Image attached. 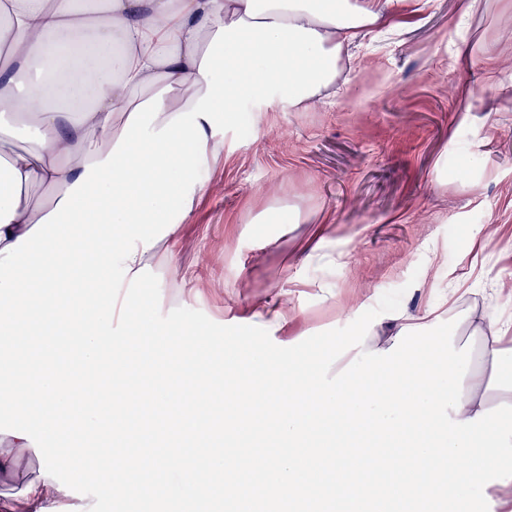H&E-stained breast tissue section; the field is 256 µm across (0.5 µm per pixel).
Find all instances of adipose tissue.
<instances>
[{"mask_svg": "<svg viewBox=\"0 0 512 512\" xmlns=\"http://www.w3.org/2000/svg\"><path fill=\"white\" fill-rule=\"evenodd\" d=\"M403 0H101L92 12L77 0H0V135L24 137L0 175V249L15 243L46 206L28 184L64 197L93 162L106 159L135 106L161 95L162 128L191 110L207 89L199 64L218 28L244 20L316 30L322 46L349 49L392 27ZM511 328L486 317L478 338L482 364L464 379L458 420L512 404V384L494 380ZM58 485L30 481L22 503L0 512H57Z\"/></svg>", "mask_w": 512, "mask_h": 512, "instance_id": "adipose-tissue-1", "label": "adipose tissue"}]
</instances>
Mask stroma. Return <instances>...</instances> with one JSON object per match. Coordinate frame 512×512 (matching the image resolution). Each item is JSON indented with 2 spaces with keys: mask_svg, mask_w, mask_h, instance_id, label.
Returning <instances> with one entry per match:
<instances>
[{
  "mask_svg": "<svg viewBox=\"0 0 512 512\" xmlns=\"http://www.w3.org/2000/svg\"><path fill=\"white\" fill-rule=\"evenodd\" d=\"M408 0L395 34L360 49L327 100L260 103L251 131L203 167L201 190L150 262L160 309L269 329L290 347L349 325L388 291L474 343L485 314L512 318V0ZM492 45L486 66L478 43ZM272 207L302 214L266 224Z\"/></svg>",
  "mask_w": 512,
  "mask_h": 512,
  "instance_id": "obj_1",
  "label": "stroma"
}]
</instances>
